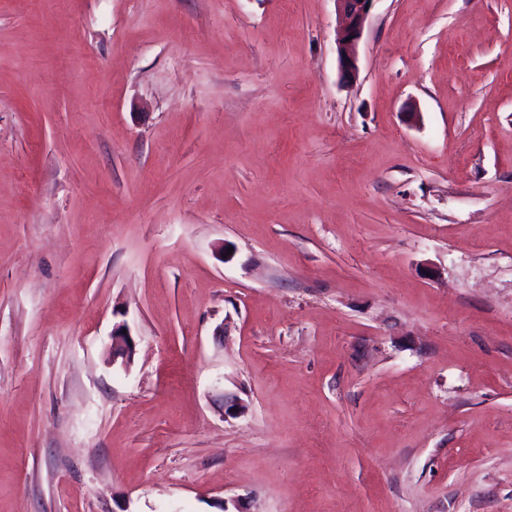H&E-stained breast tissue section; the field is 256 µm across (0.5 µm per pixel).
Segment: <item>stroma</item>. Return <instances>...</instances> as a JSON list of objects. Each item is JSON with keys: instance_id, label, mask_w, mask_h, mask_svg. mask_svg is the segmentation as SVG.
Masks as SVG:
<instances>
[{"instance_id": "stroma-1", "label": "stroma", "mask_w": 512, "mask_h": 512, "mask_svg": "<svg viewBox=\"0 0 512 512\" xmlns=\"http://www.w3.org/2000/svg\"><path fill=\"white\" fill-rule=\"evenodd\" d=\"M336 24L0 0V512H512V0ZM339 23L336 29V49L340 71L344 77L358 72L357 46L361 40L375 0H335ZM350 38V41H347ZM126 329V334H123ZM112 359L121 357L125 362H130L135 351V343L131 337L128 326L125 323L118 324L112 328Z\"/></svg>"}]
</instances>
